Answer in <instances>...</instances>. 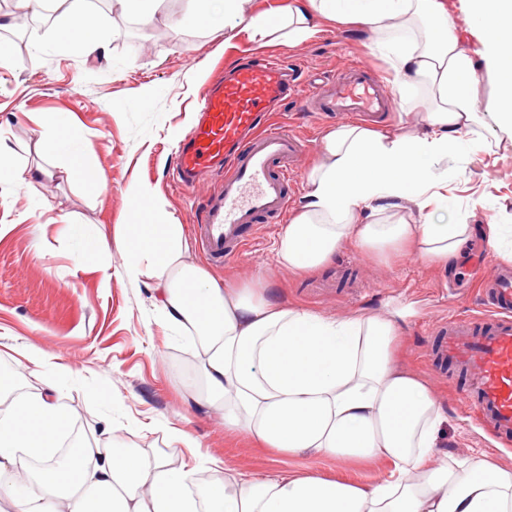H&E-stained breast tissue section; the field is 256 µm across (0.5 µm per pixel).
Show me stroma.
I'll return each instance as SVG.
<instances>
[{"mask_svg":"<svg viewBox=\"0 0 512 512\" xmlns=\"http://www.w3.org/2000/svg\"><path fill=\"white\" fill-rule=\"evenodd\" d=\"M189 8V0H164L157 21L144 29L112 0H96L90 18L103 35L106 53L92 60L72 55L53 39L51 21L16 19L6 42L9 58L0 63V145L11 151L16 165L38 163L51 176L31 187L0 178V374L15 380L11 398L0 402V415L9 412L13 400L40 390L19 355L24 348L39 349L55 357L61 372L58 397L78 434L116 436L165 450L175 469L209 458V466L201 467L203 480L223 477L228 469L262 478L312 468L368 485L391 470L383 458L339 462L266 451L245 433L225 428L220 413L187 401L186 386L200 354L190 337L174 334L165 324L153 282L122 277L125 253L115 245L96 263L74 261L75 226L110 239L117 225L145 222V209L134 208L126 193L137 182L148 189L149 203L164 206L183 224L190 262L225 287L247 288L333 318L391 320L400 334V365L425 380L442 405L441 455L464 460L480 454L512 469V445L498 443L467 404V377L431 355L434 325L477 313L479 297L502 263L478 230L447 269L416 254L381 257L351 241L315 269L277 265L274 247L303 204L324 134L340 124L314 103L302 113L285 106L272 116L278 124L304 123L307 150L295 163L287 216L259 225L239 258L213 261L196 241L193 213L218 191V181L202 177L188 195L170 185L178 147L197 119L194 102L243 56L258 52L282 60L306 87L320 85L344 62L357 60L386 80L393 110L380 117L383 125L418 126L424 110L420 97L397 98L394 73L368 48L371 33L326 22L315 39L291 45L277 31L259 48L243 33L228 41L207 25H178ZM466 8L467 0H448L460 42L477 67V95L486 105L496 100L498 85L480 38L465 21ZM46 112L62 117L75 135L71 149L104 172V188L69 178L63 155L41 149L37 119ZM435 170L448 176L449 221L512 225V137L492 120L479 126L477 141ZM172 428L189 432L198 451L168 443Z\"/></svg>","mask_w":512,"mask_h":512,"instance_id":"35a3bbf8","label":"stroma"}]
</instances>
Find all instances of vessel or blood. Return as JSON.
<instances>
[{
	"label": "vessel or blood",
	"mask_w": 512,
	"mask_h": 512,
	"mask_svg": "<svg viewBox=\"0 0 512 512\" xmlns=\"http://www.w3.org/2000/svg\"><path fill=\"white\" fill-rule=\"evenodd\" d=\"M381 76L352 61L328 78L321 109L339 115L388 112L392 103ZM307 103L287 66L272 57L248 60L213 83L201 99L202 117L185 140L173 182L194 188L207 173L220 190L197 216L205 254L232 260L245 250L248 227L281 218L288 210V181L304 139L293 129L272 126L265 114L277 102ZM481 322L451 317L438 332V358L471 383L470 405L502 443L512 442V269H498L483 300Z\"/></svg>",
	"instance_id": "1"
}]
</instances>
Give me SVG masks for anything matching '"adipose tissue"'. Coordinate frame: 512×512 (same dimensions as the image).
<instances>
[{"label": "adipose tissue", "instance_id": "ef3b65f1", "mask_svg": "<svg viewBox=\"0 0 512 512\" xmlns=\"http://www.w3.org/2000/svg\"><path fill=\"white\" fill-rule=\"evenodd\" d=\"M216 1L227 25L256 43L278 21L287 23L292 44L320 34L325 20L362 28L374 34L372 50L394 71L400 96L418 87L429 96L421 129L343 124L325 135L305 203L275 248L276 263L315 268L352 238L372 252L414 247L435 264H454L471 227L425 222L429 210L448 203V179L433 168L459 151L481 118L474 63L446 0H289L274 15L250 12L247 0H191L188 21H205ZM87 18L85 0H72L62 24L79 31L66 46L83 58L104 50ZM466 20L482 35L500 89L487 112L512 134V0H468ZM62 125L54 113L40 118L42 147L65 153L72 176L104 185L102 171L68 150ZM113 244L126 252L127 280L153 281L170 329L195 332L203 357L191 400L273 451L382 457L393 468L372 485L232 473L204 483L196 499L186 493L195 471L170 468L156 448L83 439L56 457L68 413L49 386L0 417V512H512V471L479 456L432 464L443 412L428 386L396 365L392 321L330 318L227 291L189 262L183 225L159 205L146 223L118 225L114 240L94 239L78 260L93 263ZM25 454L56 464L23 483L17 470Z\"/></svg>", "mask_w": 512, "mask_h": 512}]
</instances>
